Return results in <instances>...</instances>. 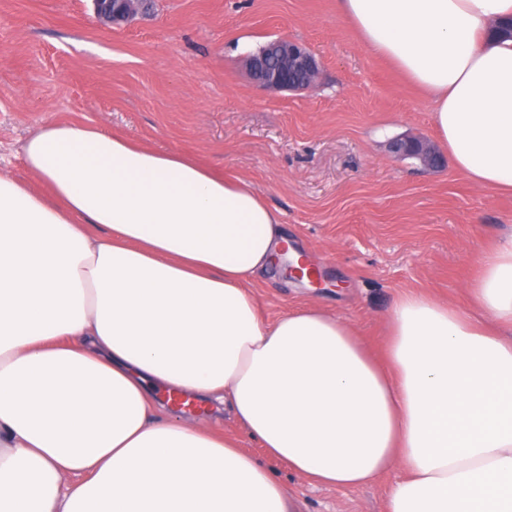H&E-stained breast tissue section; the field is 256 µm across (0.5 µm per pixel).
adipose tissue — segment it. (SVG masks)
Masks as SVG:
<instances>
[{
  "instance_id": "obj_1",
  "label": "adipose tissue",
  "mask_w": 512,
  "mask_h": 512,
  "mask_svg": "<svg viewBox=\"0 0 512 512\" xmlns=\"http://www.w3.org/2000/svg\"><path fill=\"white\" fill-rule=\"evenodd\" d=\"M427 96L455 169L512 194V0H336ZM0 171V512H299L211 420L227 408L311 485L404 477L387 512H512V233L476 256L470 310L413 290L374 355L315 302L274 320L261 277L309 260L253 183L79 121Z\"/></svg>"
}]
</instances>
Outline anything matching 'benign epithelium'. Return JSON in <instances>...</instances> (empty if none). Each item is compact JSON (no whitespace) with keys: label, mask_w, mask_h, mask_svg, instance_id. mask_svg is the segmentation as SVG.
Segmentation results:
<instances>
[{"label":"benign epithelium","mask_w":512,"mask_h":512,"mask_svg":"<svg viewBox=\"0 0 512 512\" xmlns=\"http://www.w3.org/2000/svg\"><path fill=\"white\" fill-rule=\"evenodd\" d=\"M143 0H93L97 20L118 26L139 14ZM254 83L266 91H302L316 87L321 65L315 55L298 42L276 39L262 47L260 54L245 62ZM392 148L398 154L419 158L427 167H437L439 153L426 142L398 139Z\"/></svg>","instance_id":"benign-epithelium-1"}]
</instances>
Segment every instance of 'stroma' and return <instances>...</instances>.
I'll use <instances>...</instances> for the list:
<instances>
[{"mask_svg": "<svg viewBox=\"0 0 512 512\" xmlns=\"http://www.w3.org/2000/svg\"><path fill=\"white\" fill-rule=\"evenodd\" d=\"M321 62L311 91H262L245 59L274 39ZM75 118L159 147L197 153L250 180L316 259L314 287H258L265 316L314 300L383 351L403 291L465 306L475 251L512 231V197L471 184L451 163L428 168L392 141L437 137L430 107L369 52L336 0H154L103 28L93 0H0V166L45 124ZM295 487L301 512H385L400 469L362 488Z\"/></svg>", "mask_w": 512, "mask_h": 512, "instance_id": "35a3bbf8", "label": "stroma"}]
</instances>
